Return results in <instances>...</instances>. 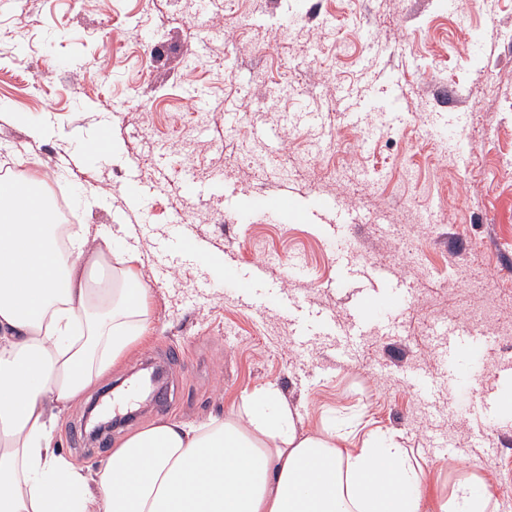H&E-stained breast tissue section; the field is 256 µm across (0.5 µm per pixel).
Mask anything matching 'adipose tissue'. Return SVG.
Returning a JSON list of instances; mask_svg holds the SVG:
<instances>
[{
  "label": "adipose tissue",
  "mask_w": 512,
  "mask_h": 512,
  "mask_svg": "<svg viewBox=\"0 0 512 512\" xmlns=\"http://www.w3.org/2000/svg\"><path fill=\"white\" fill-rule=\"evenodd\" d=\"M56 229L44 178L0 185V512H448L407 449L305 432L271 387L203 426L141 429L92 471L61 455L60 414L147 331L151 290L135 252Z\"/></svg>",
  "instance_id": "1"
}]
</instances>
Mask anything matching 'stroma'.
Wrapping results in <instances>:
<instances>
[{
    "instance_id": "35a3bbf8",
    "label": "stroma",
    "mask_w": 512,
    "mask_h": 512,
    "mask_svg": "<svg viewBox=\"0 0 512 512\" xmlns=\"http://www.w3.org/2000/svg\"><path fill=\"white\" fill-rule=\"evenodd\" d=\"M201 2L0 0V155H29L79 223L139 254L153 289L147 332L62 413L58 450L96 468L86 404L175 347L166 401L137 402L111 442L224 418L273 385L302 430L391 438L431 470L434 493L478 478L494 512H512L511 317L494 305L512 295V0ZM392 80L398 119L370 107ZM350 101L367 105L363 123ZM30 122L48 136L33 140ZM256 128L279 134L276 157ZM133 179L152 186L146 200ZM282 187L297 213L241 222L255 193ZM91 188L101 204H85ZM317 198L360 216L340 227L350 253L311 212ZM176 229L191 251L161 267ZM231 276L254 279L250 301L225 288ZM397 283V332L373 318L346 335ZM450 325L462 336L447 355L437 333Z\"/></svg>"
}]
</instances>
